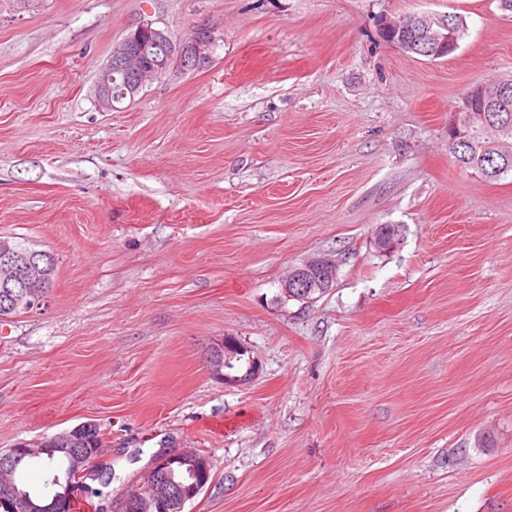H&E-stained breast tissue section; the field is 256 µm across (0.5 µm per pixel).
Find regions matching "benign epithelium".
Segmentation results:
<instances>
[{
    "label": "benign epithelium",
    "instance_id": "7a95c632",
    "mask_svg": "<svg viewBox=\"0 0 512 512\" xmlns=\"http://www.w3.org/2000/svg\"><path fill=\"white\" fill-rule=\"evenodd\" d=\"M379 29L388 34H403L413 29L418 30L421 38L447 47L453 43L448 25V20L439 15H404L385 14L380 17ZM146 36L154 45H164L168 48V57L176 60L181 65L188 64L198 67L208 60L214 44L212 27L207 23L196 26V36L191 42H181L172 37L171 32L156 25L151 20H139L134 23L114 54L113 69L123 75L122 97L134 95L155 79L159 70L156 68H143L140 60L145 57V42L141 36ZM508 85L503 83L498 87L477 84L471 89V96L482 98V105L475 106L474 101H469L465 108L455 112L448 124V131L456 133L465 139L473 137L483 130V125L489 123L487 105L491 102L506 97L505 90ZM96 98L98 105L103 110L112 108V74L101 77L96 86ZM25 281L26 294L24 301L31 306H40L45 301V288L47 287V268L45 264L35 262L30 257L23 258V263L0 264V287L11 284L15 279ZM336 282V264L316 258L292 269L288 278L284 281V294L290 298H305L313 290L331 288ZM79 426L64 430L45 440L25 441L19 444L24 453L41 454L51 444L61 442L68 435L75 433ZM102 449H97L94 458H89V452L78 449L73 453L72 472L75 476L86 475L90 472L87 460L97 465L101 462ZM136 512H163L175 501V496L170 485L158 482L151 487L147 494L137 495L134 498ZM8 512H22L29 507L27 500L16 494V483L13 474L8 467H0V508Z\"/></svg>",
    "mask_w": 512,
    "mask_h": 512
}]
</instances>
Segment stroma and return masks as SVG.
<instances>
[{
    "label": "stroma",
    "mask_w": 512,
    "mask_h": 512,
    "mask_svg": "<svg viewBox=\"0 0 512 512\" xmlns=\"http://www.w3.org/2000/svg\"><path fill=\"white\" fill-rule=\"evenodd\" d=\"M405 12L462 16L458 49L384 43ZM142 19L209 21L210 60L101 110ZM506 75L498 0H0V237L54 259L0 321V448L96 423L116 490L196 449L184 512H512V175L448 151ZM313 258L333 287L284 298ZM228 336L248 380L207 366ZM113 80V81H112ZM121 78L116 76V80L112 78V64L110 66L109 72L107 75L101 77L96 86V98L98 105L103 110L112 109V103L117 101V97H114L112 94V87L114 92H116L117 86L120 85ZM113 99V100H112Z\"/></svg>",
    "instance_id": "stroma-1"
}]
</instances>
